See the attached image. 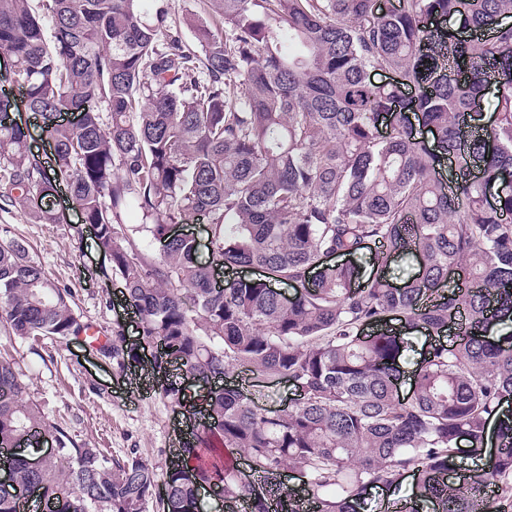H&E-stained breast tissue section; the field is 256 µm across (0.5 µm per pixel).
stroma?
Listing matches in <instances>:
<instances>
[{"instance_id": "1", "label": "stroma", "mask_w": 512, "mask_h": 512, "mask_svg": "<svg viewBox=\"0 0 512 512\" xmlns=\"http://www.w3.org/2000/svg\"><path fill=\"white\" fill-rule=\"evenodd\" d=\"M165 9L186 44L195 38L186 17L207 15L204 0H143L142 12L152 17ZM61 224H36L20 211H0V232L27 241L31 256L57 284L71 288L75 309L83 321L103 335L123 328L129 343H137V317L121 303V280L98 250L92 229L80 221L66 189H58ZM14 355L30 394L48 415L78 441L111 456L134 454L165 472L176 436L191 425L188 415L155 393L150 374L151 348L142 347L141 365L119 370L81 340L63 344L49 339L25 342L0 332V351Z\"/></svg>"}]
</instances>
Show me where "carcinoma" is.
<instances>
[{
  "instance_id": "obj_1",
  "label": "carcinoma",
  "mask_w": 512,
  "mask_h": 512,
  "mask_svg": "<svg viewBox=\"0 0 512 512\" xmlns=\"http://www.w3.org/2000/svg\"><path fill=\"white\" fill-rule=\"evenodd\" d=\"M139 2L0 0V54L53 142L49 161L32 154L0 100V210L58 224L45 170L67 177L141 336L165 345L161 395L182 408L179 375L210 383L206 422L161 481L73 439L0 351V448L15 449L0 512L18 490L63 512H186L204 485L224 512H368L408 473L431 512H512V336L494 335L512 323V0H206L220 23L187 19L196 51ZM457 17L482 38L436 23ZM130 204L142 223H124ZM195 216L206 261L171 233ZM406 257L418 272L396 286ZM240 267L258 275L214 287L216 269ZM0 327L34 342L88 327L21 238L0 239ZM415 333L429 344L405 397ZM103 347L120 369L138 360L119 330ZM237 367L288 382L291 405L220 385ZM46 437L59 451L35 469L16 448ZM464 451L488 463L464 475Z\"/></svg>"
}]
</instances>
